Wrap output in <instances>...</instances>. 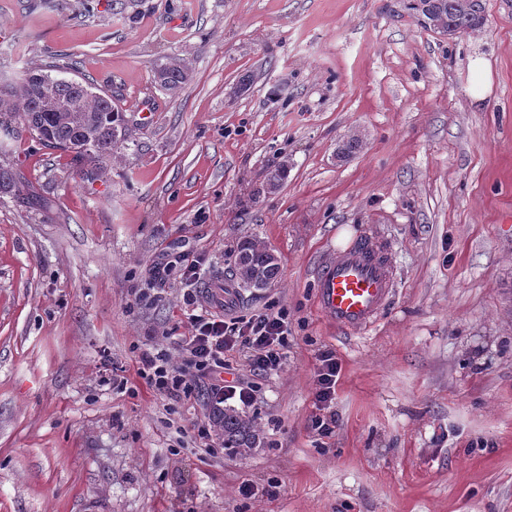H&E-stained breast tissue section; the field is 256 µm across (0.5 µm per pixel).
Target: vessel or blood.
<instances>
[{
    "mask_svg": "<svg viewBox=\"0 0 512 512\" xmlns=\"http://www.w3.org/2000/svg\"><path fill=\"white\" fill-rule=\"evenodd\" d=\"M393 287V270L370 237L328 256L316 275L317 304L336 327L354 332L371 326Z\"/></svg>",
    "mask_w": 512,
    "mask_h": 512,
    "instance_id": "obj_1",
    "label": "vessel or blood"
}]
</instances>
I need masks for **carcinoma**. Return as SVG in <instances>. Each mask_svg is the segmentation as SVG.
Listing matches in <instances>:
<instances>
[{
    "label": "carcinoma",
    "mask_w": 512,
    "mask_h": 512,
    "mask_svg": "<svg viewBox=\"0 0 512 512\" xmlns=\"http://www.w3.org/2000/svg\"><path fill=\"white\" fill-rule=\"evenodd\" d=\"M423 28L454 38L482 27L485 20L483 0H425L412 4ZM69 64L49 65L28 71L17 83L0 78V113L23 124L44 145L61 150L82 165V176L91 180L94 171L123 146L128 135V120L112 94L84 80L66 76ZM189 80L175 59L169 58L154 69V81L172 93L179 92ZM285 167L267 168L266 190L278 188L285 179ZM20 190L17 174L0 166V190ZM243 288L263 290L279 283L280 263L272 251L252 238L236 245L232 269ZM213 423L224 449L246 456L266 445L256 421L232 406L215 408Z\"/></svg>",
    "instance_id": "cac0c4a2"
}]
</instances>
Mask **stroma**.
Returning a JSON list of instances; mask_svg holds the SVG:
<instances>
[{
    "mask_svg": "<svg viewBox=\"0 0 512 512\" xmlns=\"http://www.w3.org/2000/svg\"><path fill=\"white\" fill-rule=\"evenodd\" d=\"M484 4L482 29L450 39L407 0H0L8 76L72 55L130 119L93 181L0 131L52 202L0 192V512H512V0ZM173 55L191 74L175 95L153 83ZM367 235L396 283L346 332L315 273ZM245 237L277 256V286L230 277ZM181 255L210 311L288 314L277 370L225 355L255 386L242 411L268 445L252 455L195 440L205 387L175 400L137 374L147 349L182 363L185 288L147 275ZM325 350L341 372L322 436Z\"/></svg>",
    "mask_w": 512,
    "mask_h": 512,
    "instance_id": "1",
    "label": "stroma"
}]
</instances>
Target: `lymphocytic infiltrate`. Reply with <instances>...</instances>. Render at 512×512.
<instances>
[{
  "label": "lymphocytic infiltrate",
  "instance_id": "1",
  "mask_svg": "<svg viewBox=\"0 0 512 512\" xmlns=\"http://www.w3.org/2000/svg\"><path fill=\"white\" fill-rule=\"evenodd\" d=\"M191 335L178 338L176 345L184 361L183 367L170 365L166 355L143 352L138 374L159 395L190 396L197 389V380L207 377L210 405L220 407L229 399L249 403L246 389L225 384L224 355L234 350L246 351L253 371L265 372L281 364L282 351L288 338V323L282 312H261L246 318L224 319L208 313L191 319Z\"/></svg>",
  "mask_w": 512,
  "mask_h": 512
}]
</instances>
